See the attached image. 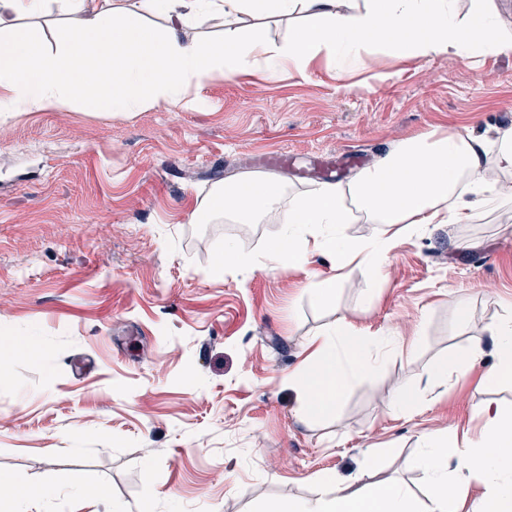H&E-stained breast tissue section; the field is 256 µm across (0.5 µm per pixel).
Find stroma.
Instances as JSON below:
<instances>
[{"label": "stroma", "instance_id": "obj_1", "mask_svg": "<svg viewBox=\"0 0 512 512\" xmlns=\"http://www.w3.org/2000/svg\"><path fill=\"white\" fill-rule=\"evenodd\" d=\"M509 126L512 55L465 63L377 48L343 85L322 56L304 78L214 77L177 108L68 104L0 120V338L13 348L0 476L25 495L59 485L51 512H263L273 499L315 497L324 473L424 500L419 436L474 439L477 405L512 411V381L487 379L488 328L512 311V213L492 206L472 224L425 226L380 273L350 267L326 302L305 288L334 275L331 257L281 265L271 257L280 225L200 224L194 213L279 151L297 164L277 178L303 192L320 182L317 161L349 149L369 166L435 129ZM234 234L254 259L215 276L213 256ZM341 316L412 348L384 350L376 373L308 421L288 377ZM473 336L466 378L431 376ZM31 338L49 365L26 355ZM400 388L417 394L414 411L393 406ZM78 465L101 491L65 489Z\"/></svg>", "mask_w": 512, "mask_h": 512}]
</instances>
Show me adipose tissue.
Instances as JSON below:
<instances>
[{
	"instance_id": "ef3b65f1",
	"label": "adipose tissue",
	"mask_w": 512,
	"mask_h": 512,
	"mask_svg": "<svg viewBox=\"0 0 512 512\" xmlns=\"http://www.w3.org/2000/svg\"><path fill=\"white\" fill-rule=\"evenodd\" d=\"M49 0H0V116L52 111L67 103L101 111L137 112L159 104L180 106L189 86L254 72L275 79L283 71L307 77L312 61H336L344 82L348 59L377 45L399 57L447 53L467 61L479 54L511 55L512 36L500 32L489 0H472L460 14L455 0H145L165 19L160 31L146 28L123 0H64L84 26L65 28L55 49H44L27 25ZM299 15L300 25L282 42L261 29L241 32L247 18ZM223 19L224 36L190 41L184 25ZM512 172V127L493 134L431 131L400 142L350 182L322 183L293 195L286 184L242 173L215 189L196 215L206 223L223 217L232 224H281L275 259L307 263L311 251L341 257L334 276L307 287L318 300L335 294L356 263L380 272L400 237L424 224H470L495 200L512 192L486 174ZM376 224L378 233L352 238L350 224ZM379 356L365 333L346 319L321 335L313 359L288 382L308 419L333 411L350 381L375 373ZM477 440L461 445L438 435L419 439L428 495L415 502L400 486L352 488L337 478H318L324 492L306 501L269 502L264 512H461L462 499L445 470L448 458L485 484L484 512H512V413L483 405Z\"/></svg>"
}]
</instances>
